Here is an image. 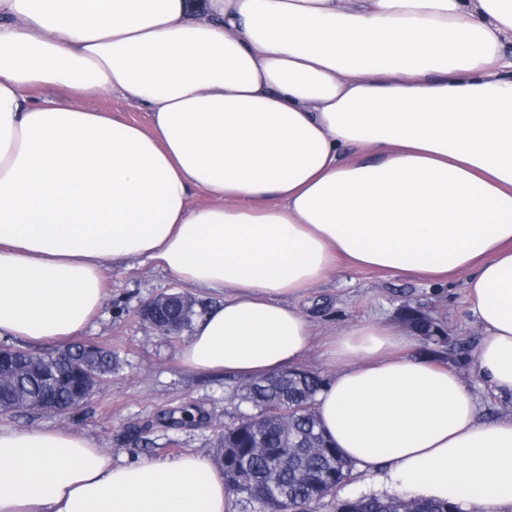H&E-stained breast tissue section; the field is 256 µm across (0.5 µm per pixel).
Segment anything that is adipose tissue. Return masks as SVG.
<instances>
[{
	"label": "adipose tissue",
	"instance_id": "ef3b65f1",
	"mask_svg": "<svg viewBox=\"0 0 512 512\" xmlns=\"http://www.w3.org/2000/svg\"><path fill=\"white\" fill-rule=\"evenodd\" d=\"M512 0H0V338L60 341L107 261L224 303L183 363L296 368L295 300L337 259L468 271L478 374L512 393ZM136 102L149 126L29 91ZM201 204H191L193 195ZM393 326L328 337V438L386 494L512 512V417ZM201 454L113 464L87 437L0 428V512H225Z\"/></svg>",
	"mask_w": 512,
	"mask_h": 512
}]
</instances>
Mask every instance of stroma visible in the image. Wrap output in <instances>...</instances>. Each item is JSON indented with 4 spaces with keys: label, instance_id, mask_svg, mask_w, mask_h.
I'll list each match as a JSON object with an SVG mask.
<instances>
[{
    "label": "stroma",
    "instance_id": "1",
    "mask_svg": "<svg viewBox=\"0 0 512 512\" xmlns=\"http://www.w3.org/2000/svg\"><path fill=\"white\" fill-rule=\"evenodd\" d=\"M466 274L430 281L341 264L298 301L318 338L363 321L404 327L402 309L411 306L440 320L450 337L440 345L441 362L467 384L481 418L512 415V393L494 391L475 371L474 353L482 337L468 309ZM106 297L80 341L109 348L118 366L101 390L67 413L20 409L0 413V428L71 430L105 449L113 463L163 460L185 453L211 455L224 426L240 408L234 396L239 378L184 366L179 352L193 333L154 330L140 316L158 295L189 291L198 314L220 305L219 289H187L149 260L108 264Z\"/></svg>",
    "mask_w": 512,
    "mask_h": 512
}]
</instances>
